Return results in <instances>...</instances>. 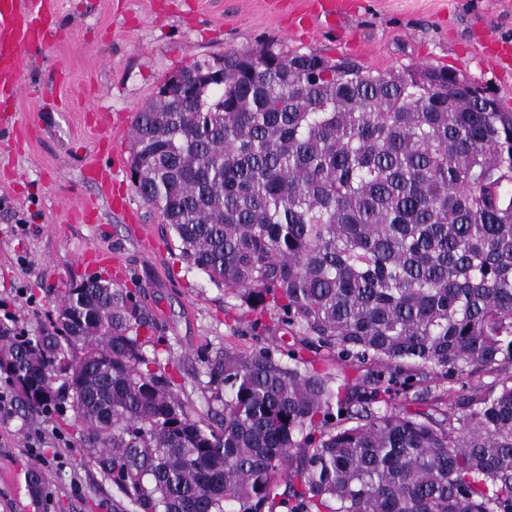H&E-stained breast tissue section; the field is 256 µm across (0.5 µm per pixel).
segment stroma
I'll return each instance as SVG.
<instances>
[{
  "instance_id": "stroma-1",
  "label": "stroma",
  "mask_w": 512,
  "mask_h": 512,
  "mask_svg": "<svg viewBox=\"0 0 512 512\" xmlns=\"http://www.w3.org/2000/svg\"><path fill=\"white\" fill-rule=\"evenodd\" d=\"M335 27H295L301 0H57V34L28 50L23 88L0 120V317L26 332L49 323L70 288L92 276L136 291L177 368L178 393L210 421L206 359L279 341L254 333L235 291L182 257L175 234L133 191L131 134L94 113L132 120L165 80L196 60L267 46L352 58L381 72L406 65L455 71L512 112V0H341ZM114 169L133 218L114 212L86 177ZM96 206L91 224L71 209ZM89 250L122 269L82 262ZM40 467L47 496L33 501L26 473ZM112 482L58 414L0 419V512H113Z\"/></svg>"
}]
</instances>
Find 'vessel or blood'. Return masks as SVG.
I'll return each mask as SVG.
<instances>
[{
	"instance_id": "vessel-or-blood-1",
	"label": "vessel or blood",
	"mask_w": 512,
	"mask_h": 512,
	"mask_svg": "<svg viewBox=\"0 0 512 512\" xmlns=\"http://www.w3.org/2000/svg\"><path fill=\"white\" fill-rule=\"evenodd\" d=\"M51 0H0V97L13 99L21 88L22 59L37 42L52 33ZM341 12L339 0H311V8L301 16L302 24L315 18L335 20ZM88 172L102 196L115 211L129 213L128 193L116 187L111 170L92 166Z\"/></svg>"
}]
</instances>
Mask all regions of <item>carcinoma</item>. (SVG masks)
<instances>
[{
    "instance_id": "obj_1",
    "label": "carcinoma",
    "mask_w": 512,
    "mask_h": 512,
    "mask_svg": "<svg viewBox=\"0 0 512 512\" xmlns=\"http://www.w3.org/2000/svg\"><path fill=\"white\" fill-rule=\"evenodd\" d=\"M219 62L134 114L136 191L292 342L206 360L204 428L135 294L94 278L35 334L0 322L19 410H72L116 512H512V112L447 70Z\"/></svg>"
}]
</instances>
